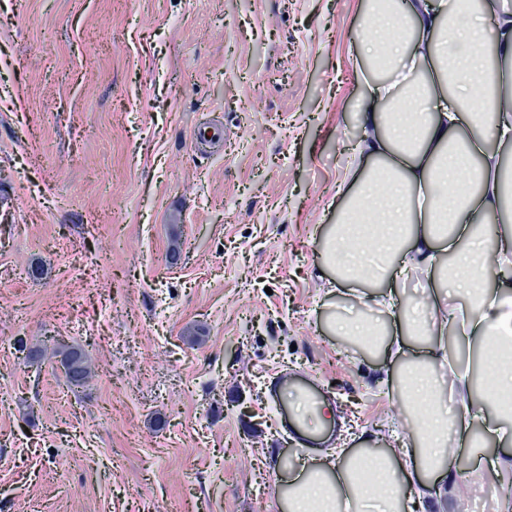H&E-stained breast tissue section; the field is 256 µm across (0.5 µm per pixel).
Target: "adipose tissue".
<instances>
[{"label": "adipose tissue", "instance_id": "adipose-tissue-1", "mask_svg": "<svg viewBox=\"0 0 512 512\" xmlns=\"http://www.w3.org/2000/svg\"><path fill=\"white\" fill-rule=\"evenodd\" d=\"M367 37L356 64L377 61L383 76L362 75L356 100L359 135L346 143L351 168L344 202L331 225L325 261L335 269L328 287L380 286L376 303L387 325L331 319L339 336L380 337L387 367L404 365L408 339L425 338L423 369L403 385L426 417L413 428L412 447L379 449L393 424L365 437L368 453L311 448L280 493L283 512H447L441 482L462 472L449 431L482 426L512 435V407L493 417L470 398V374L448 362L449 328L495 353V382L512 386V227L499 224L505 203L502 150L512 146V0L490 11L470 0H369ZM493 30L495 60L477 45ZM492 114V125L483 117ZM497 149H490L489 141ZM485 225L486 234L473 232ZM428 272L432 321L414 317L399 287L411 272ZM454 281L462 297L449 305L442 289ZM447 367L458 398L449 413L434 371ZM472 447V439L464 441Z\"/></svg>", "mask_w": 512, "mask_h": 512}]
</instances>
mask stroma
I'll list each match as a JSON object with an SVG mask.
<instances>
[{
    "instance_id": "stroma-1",
    "label": "stroma",
    "mask_w": 512,
    "mask_h": 512,
    "mask_svg": "<svg viewBox=\"0 0 512 512\" xmlns=\"http://www.w3.org/2000/svg\"><path fill=\"white\" fill-rule=\"evenodd\" d=\"M360 2L0 0V512H280L289 375L351 451L387 422L408 447L382 357L329 329L379 320L372 291L329 293L319 256ZM203 124L223 140L193 144ZM20 336L80 347L92 377L66 387ZM480 466L449 502L481 512Z\"/></svg>"
}]
</instances>
